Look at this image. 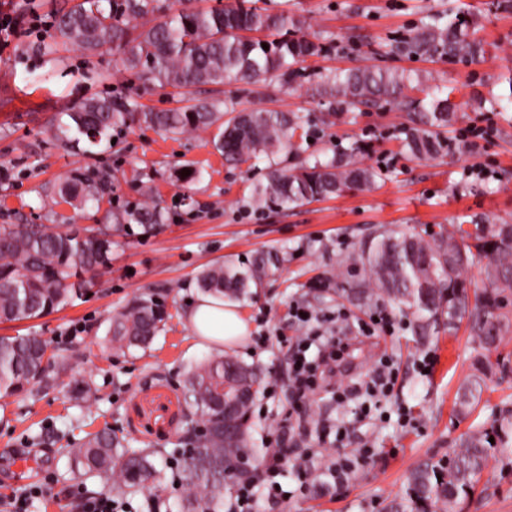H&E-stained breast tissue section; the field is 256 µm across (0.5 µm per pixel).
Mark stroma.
<instances>
[{
    "instance_id": "1",
    "label": "stroma",
    "mask_w": 512,
    "mask_h": 512,
    "mask_svg": "<svg viewBox=\"0 0 512 512\" xmlns=\"http://www.w3.org/2000/svg\"><path fill=\"white\" fill-rule=\"evenodd\" d=\"M496 0H262L305 20L323 50L302 66L289 90L276 81L250 86L231 82L193 89L194 99H232L241 108L297 112L308 125L299 150L286 149L274 160L238 166L215 150L212 132L169 137L146 127L119 132L116 143L96 159L65 148L51 130L54 117L93 97L128 98L144 107H173L168 89L126 70L118 54L95 56L60 43L57 30L42 38L22 35L0 51V224H54L64 229L111 223L124 209L147 202L153 186L165 209L167 226L155 234H117L118 246L108 270L75 305L43 318L0 323V336L29 331L49 340L69 365L58 383L31 394L0 398V491L48 486L33 499L29 512H79L80 496L106 494L104 479L79 477L66 447L107 428L134 448L179 447L183 419V381L191 364L211 357L181 319V308L196 288V276L215 261H250L261 252L285 253L272 267L257 300L241 305L251 325V342L237 351L239 360L262 371V392L252 410L254 449L265 463L281 420L291 408L287 381L286 339L301 333L288 318V306L301 301L316 312L339 308L351 317L369 311L344 294V260L360 251L382 229L438 231L455 219L474 214L512 223V105L506 110L478 107V100L507 94L512 71V11ZM454 11L474 22L484 41L480 62L415 60L390 54L391 44L407 37L435 15ZM55 44L47 52V44ZM360 65L415 70L424 89L450 93L458 106L448 129V152L417 160L401 150L405 112L391 107L346 113L335 125L321 117L334 107L322 96L326 75ZM479 139H472V131ZM478 149H471V141ZM361 147L357 161L381 177L368 191L280 210L255 205L250 192L270 165L294 167L305 159L333 156L350 144ZM111 171L112 190L100 207L83 211L60 201L57 185L85 167ZM197 170L195 181H178L180 169ZM484 177L474 176V169ZM150 291L164 302L170 318L165 333L147 349L109 348L108 317L135 296ZM394 333L367 339L356 361L373 368L394 362L396 378L385 391L362 402L337 403L326 391L310 395L304 418L314 454L315 473L305 495H295V476L284 466L286 495L278 503L256 500V512H380L392 499L405 497L408 477L418 465L437 461L457 449L462 435L490 421L503 405L512 406V373L490 383L472 416L454 413L457 391L472 371L475 345L465 330L437 323L420 334L412 317L394 312ZM87 383L96 402L78 398ZM342 427L338 438L319 439L322 421ZM368 447L370 456L346 480H325L324 467L343 453ZM19 455L33 457L26 482L16 481L9 465ZM181 485L166 482L156 491L128 496L131 512H179ZM456 512H512V468L490 459L475 492Z\"/></svg>"
}]
</instances>
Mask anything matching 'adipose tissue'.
<instances>
[{"label": "adipose tissue", "instance_id": "obj_1", "mask_svg": "<svg viewBox=\"0 0 512 512\" xmlns=\"http://www.w3.org/2000/svg\"><path fill=\"white\" fill-rule=\"evenodd\" d=\"M183 318L200 343L238 348L249 338V326L237 306L211 294L198 293L183 310Z\"/></svg>", "mask_w": 512, "mask_h": 512}]
</instances>
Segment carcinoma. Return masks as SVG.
<instances>
[{
	"label": "carcinoma",
	"mask_w": 512,
	"mask_h": 512,
	"mask_svg": "<svg viewBox=\"0 0 512 512\" xmlns=\"http://www.w3.org/2000/svg\"><path fill=\"white\" fill-rule=\"evenodd\" d=\"M168 14L157 0H80L61 15L60 37L90 54L105 48L122 54L126 68L138 77L171 87L177 93L200 85L226 81L257 84L276 79L285 90L307 58L322 51L318 36L305 22L288 13H271L245 5L243 0L222 7H200L193 0H177ZM153 16L150 25L135 21ZM268 49H263V46ZM390 53L413 59L446 58L474 62L484 55L483 43L469 21L451 14L416 28ZM336 110L322 122L331 125L352 110L381 109L387 105L407 112L411 125L404 128L403 148L416 159L434 157L448 149L445 129L451 125L456 105L440 92L418 98L412 72L376 66L352 67L327 76ZM234 116L222 122L224 113ZM146 125L167 134L216 128L212 143L229 163H243L282 148L296 151L298 131L307 120L296 112L237 109L233 100L218 104L193 103L160 112L145 111L123 98L91 99L56 118V138L65 145L82 147L93 156L111 142L112 133L133 125ZM357 144L327 160H305L292 170L270 167L265 180L252 185V202L288 209L303 202L337 195L345 190L371 188L380 173L357 164ZM112 187V173L95 168L77 170L60 184L58 195L83 209L99 204ZM121 223L106 229L85 227L56 231L44 224H0V322L41 318L73 305L91 280L87 275L110 261L115 241L106 231L128 233L139 226L144 232L165 226L159 202L124 210ZM487 260V284L472 287L465 268ZM277 255H260L248 264L229 260L202 269L198 287L230 301L251 299L261 287ZM361 268L364 278L346 292L363 305L387 301L416 316L423 332L441 319L448 331L465 321L469 335L482 352L473 361V373L460 386L454 403L457 416L466 418L479 406L487 381L501 373L508 358L499 344L512 330V224L475 215L455 222L451 229L426 240L412 233L380 232L346 260ZM169 314L154 294H145L115 314L107 329L109 343L117 349L145 348L165 331ZM48 342L36 333L0 336V397L29 393L53 379L43 358ZM260 391V379L249 365L231 355L216 357L190 368L185 374L184 399L195 410L207 432L169 453L164 448H130L127 442L104 430L70 449L69 457L85 474L111 477L117 497L135 494L162 483L157 456H174L176 477L185 488L182 512H223L227 486L224 472L250 451V429L245 424L246 403L234 417L242 429L238 438L224 434V398L249 388ZM494 441H489V438ZM512 459V409H501L490 422L463 438L448 461L425 463L409 478L407 497L386 504L384 512H454L459 500L474 493L489 459Z\"/></svg>",
	"instance_id": "obj_1"
}]
</instances>
